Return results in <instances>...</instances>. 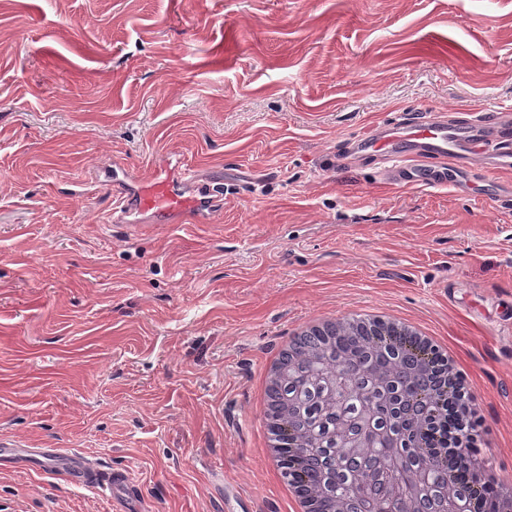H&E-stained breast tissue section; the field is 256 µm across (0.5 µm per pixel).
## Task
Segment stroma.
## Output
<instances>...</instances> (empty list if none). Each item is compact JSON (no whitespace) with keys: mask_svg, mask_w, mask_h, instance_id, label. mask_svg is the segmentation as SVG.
I'll list each match as a JSON object with an SVG mask.
<instances>
[{"mask_svg":"<svg viewBox=\"0 0 512 512\" xmlns=\"http://www.w3.org/2000/svg\"><path fill=\"white\" fill-rule=\"evenodd\" d=\"M455 104L512 105V0H0V437L133 469L154 512H282L262 362L304 318L379 306L448 345L512 482V175L333 163ZM163 155L222 192L209 223L126 224L91 182ZM0 512L112 505L0 465Z\"/></svg>","mask_w":512,"mask_h":512,"instance_id":"35a3bbf8","label":"stroma"}]
</instances>
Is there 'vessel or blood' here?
Here are the masks:
<instances>
[{"mask_svg":"<svg viewBox=\"0 0 512 512\" xmlns=\"http://www.w3.org/2000/svg\"><path fill=\"white\" fill-rule=\"evenodd\" d=\"M350 154L377 160L385 183L464 190L474 166L489 172L512 171V107L496 109L494 118L431 111L418 117L396 114L349 139ZM108 186L118 188L122 215H148L159 224L183 217L210 222L216 200L196 176L170 162H159L150 176L113 170ZM0 464L51 473L77 488L97 489L112 500V512H128L138 483L125 470H102L87 454L67 448H33L0 438Z\"/></svg>","mask_w":512,"mask_h":512,"instance_id":"b4317fda","label":"vessel or blood"}]
</instances>
